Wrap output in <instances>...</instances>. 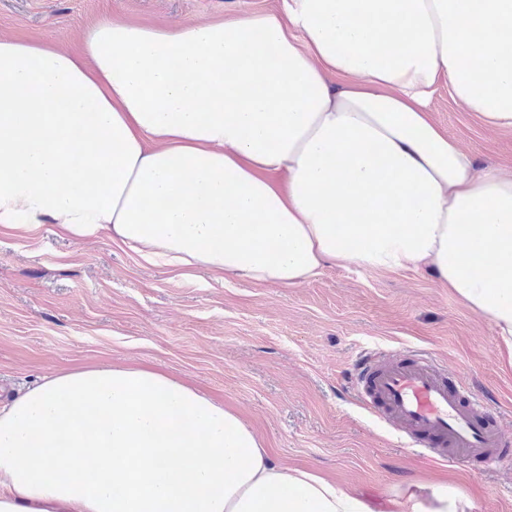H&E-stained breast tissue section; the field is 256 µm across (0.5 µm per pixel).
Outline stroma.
Returning <instances> with one entry per match:
<instances>
[{"label": "stroma", "mask_w": 512, "mask_h": 512, "mask_svg": "<svg viewBox=\"0 0 512 512\" xmlns=\"http://www.w3.org/2000/svg\"><path fill=\"white\" fill-rule=\"evenodd\" d=\"M278 0H0V34L75 46L105 15L149 24L224 21ZM433 120L479 168L512 172V129L488 133L447 85ZM415 349L512 413V368L490 323L426 268L333 264L295 288L217 279L145 262L103 236L81 243L46 224L0 231V389L84 366H146L224 402L283 467H302L398 512L402 492L445 479L473 512H512V461L432 460L365 410L362 354Z\"/></svg>", "instance_id": "obj_1"}]
</instances>
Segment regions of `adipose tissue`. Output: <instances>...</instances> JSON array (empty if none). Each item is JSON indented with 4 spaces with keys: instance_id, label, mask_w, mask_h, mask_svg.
Returning a JSON list of instances; mask_svg holds the SVG:
<instances>
[{
    "instance_id": "1",
    "label": "adipose tissue",
    "mask_w": 512,
    "mask_h": 512,
    "mask_svg": "<svg viewBox=\"0 0 512 512\" xmlns=\"http://www.w3.org/2000/svg\"><path fill=\"white\" fill-rule=\"evenodd\" d=\"M447 83L512 128V0H280L172 27L103 17L77 51L0 35V227L296 287L328 263L430 268L512 366V176L431 120ZM399 512H471L448 483ZM0 512H372L283 469L167 373L94 366L0 405Z\"/></svg>"
}]
</instances>
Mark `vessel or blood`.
<instances>
[{
	"label": "vessel or blood",
	"mask_w": 512,
	"mask_h": 512,
	"mask_svg": "<svg viewBox=\"0 0 512 512\" xmlns=\"http://www.w3.org/2000/svg\"><path fill=\"white\" fill-rule=\"evenodd\" d=\"M354 389L376 418L439 458L490 465L512 452V440L503 437L493 412L427 356L367 357Z\"/></svg>",
	"instance_id": "vessel-or-blood-1"
}]
</instances>
